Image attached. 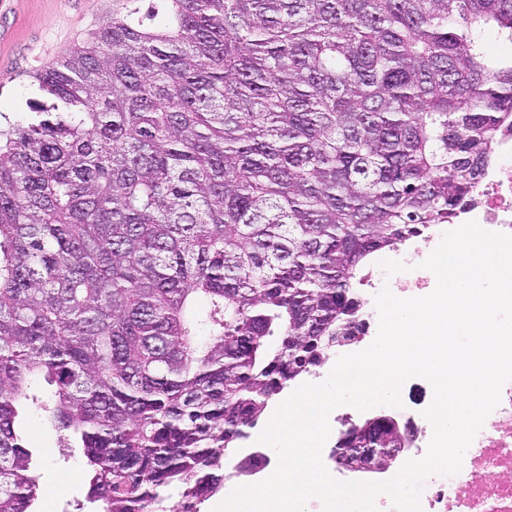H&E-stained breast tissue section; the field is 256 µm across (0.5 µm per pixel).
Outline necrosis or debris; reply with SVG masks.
Returning <instances> with one entry per match:
<instances>
[{"label": "necrosis or debris", "instance_id": "4bbe7bcc", "mask_svg": "<svg viewBox=\"0 0 512 512\" xmlns=\"http://www.w3.org/2000/svg\"><path fill=\"white\" fill-rule=\"evenodd\" d=\"M494 161L479 179L459 213L488 231L512 234V132L492 149ZM445 224H429L418 239H406L396 254L413 288L429 293L434 275L421 264ZM423 512H512V382L504 385L500 404L486 418L467 449L460 472L430 477L421 495Z\"/></svg>", "mask_w": 512, "mask_h": 512}]
</instances>
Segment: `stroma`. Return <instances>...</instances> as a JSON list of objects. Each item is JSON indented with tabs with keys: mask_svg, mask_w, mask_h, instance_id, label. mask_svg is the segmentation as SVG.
<instances>
[{
	"mask_svg": "<svg viewBox=\"0 0 512 512\" xmlns=\"http://www.w3.org/2000/svg\"><path fill=\"white\" fill-rule=\"evenodd\" d=\"M111 18L112 0H0V113L27 115L43 98L35 80L38 59H59ZM17 430L44 488L36 512H79L88 485L82 450L63 447L60 434L33 409L20 418Z\"/></svg>",
	"mask_w": 512,
	"mask_h": 512,
	"instance_id": "obj_1",
	"label": "stroma"
}]
</instances>
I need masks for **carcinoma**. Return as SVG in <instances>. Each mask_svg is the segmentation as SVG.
<instances>
[{"mask_svg": "<svg viewBox=\"0 0 512 512\" xmlns=\"http://www.w3.org/2000/svg\"><path fill=\"white\" fill-rule=\"evenodd\" d=\"M112 0L0 123V512L37 405L96 512L197 509L322 365L371 256L456 217L512 128V0ZM48 386V400L32 381ZM390 415L353 448H396ZM309 375H304L294 382H291L289 387L285 389L280 395L276 397V399L273 401L272 404H270L268 410L260 417L257 425L249 429L250 436L249 438L241 444L244 450H241L238 456V460L246 456L247 454L253 452V451H261L263 453L271 454V451L268 446L256 442V439L258 435L261 433V431L265 428V426L268 423V420L272 413L275 411L276 407L298 386H300L303 383L306 382H312L313 377ZM251 448V449H250ZM250 449V450H249Z\"/></svg>", "mask_w": 512, "mask_h": 512, "instance_id": "carcinoma-1", "label": "carcinoma"}]
</instances>
